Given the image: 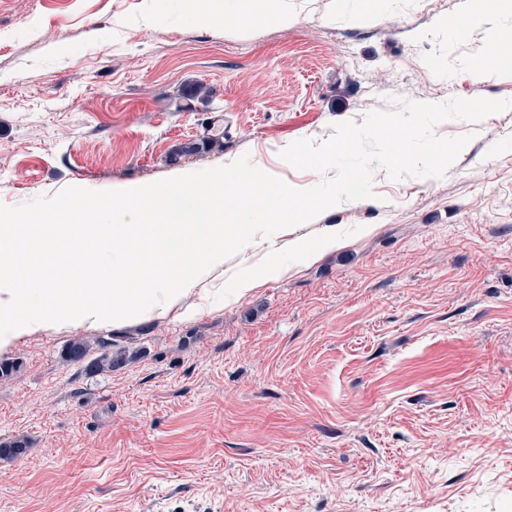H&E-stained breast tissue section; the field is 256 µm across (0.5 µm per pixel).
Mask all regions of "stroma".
<instances>
[{
	"instance_id": "obj_1",
	"label": "stroma",
	"mask_w": 512,
	"mask_h": 512,
	"mask_svg": "<svg viewBox=\"0 0 512 512\" xmlns=\"http://www.w3.org/2000/svg\"><path fill=\"white\" fill-rule=\"evenodd\" d=\"M280 28L190 0H0V213L115 183L211 179L235 160L318 183L279 153L395 99L512 98V0H282ZM465 38L448 34L451 22ZM195 83L208 101L182 92ZM223 150L174 158L213 136ZM444 177L327 206L286 274L191 319L19 339L0 380V512H512V111ZM342 240L321 250L313 227ZM81 338L126 363L66 362Z\"/></svg>"
}]
</instances>
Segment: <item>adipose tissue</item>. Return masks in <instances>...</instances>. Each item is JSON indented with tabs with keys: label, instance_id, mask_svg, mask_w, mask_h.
Listing matches in <instances>:
<instances>
[{
	"label": "adipose tissue",
	"instance_id": "adipose-tissue-1",
	"mask_svg": "<svg viewBox=\"0 0 512 512\" xmlns=\"http://www.w3.org/2000/svg\"><path fill=\"white\" fill-rule=\"evenodd\" d=\"M225 180L191 172L163 185L116 184L99 196L72 198L66 211L48 204L0 221V355L30 332L73 324L104 326L179 309L191 316L212 297L207 283L224 267V248L262 251V273L240 271L234 292L254 289L260 274L284 272V251L301 241L256 238L245 225L280 228L309 223L322 207L347 198L345 185H283L263 167L225 166ZM239 202L227 222L224 203ZM102 248L104 260L68 280L82 252Z\"/></svg>",
	"mask_w": 512,
	"mask_h": 512
}]
</instances>
